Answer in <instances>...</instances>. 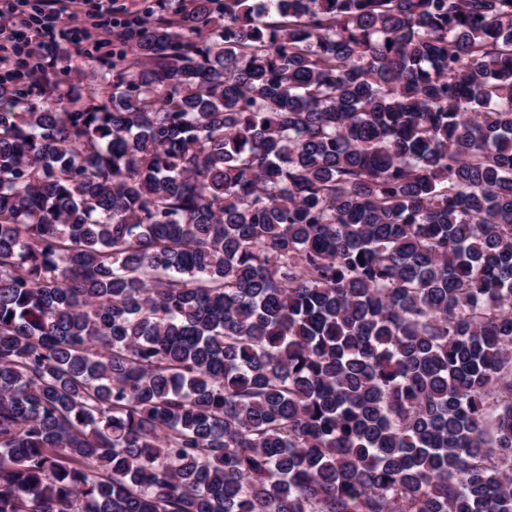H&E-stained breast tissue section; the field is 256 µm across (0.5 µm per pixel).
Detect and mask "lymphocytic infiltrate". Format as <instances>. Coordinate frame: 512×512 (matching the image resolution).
Masks as SVG:
<instances>
[{"label": "lymphocytic infiltrate", "instance_id": "f902f5d3", "mask_svg": "<svg viewBox=\"0 0 512 512\" xmlns=\"http://www.w3.org/2000/svg\"><path fill=\"white\" fill-rule=\"evenodd\" d=\"M76 0H0V82L37 83L40 61L64 43H77L99 32L128 38L127 21H114L112 0H86L85 13L73 11Z\"/></svg>", "mask_w": 512, "mask_h": 512}]
</instances>
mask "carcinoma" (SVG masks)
<instances>
[{
	"instance_id": "carcinoma-1",
	"label": "carcinoma",
	"mask_w": 512,
	"mask_h": 512,
	"mask_svg": "<svg viewBox=\"0 0 512 512\" xmlns=\"http://www.w3.org/2000/svg\"><path fill=\"white\" fill-rule=\"evenodd\" d=\"M0 84V512H512V0H185ZM102 49H96L93 41H88L81 46L66 45L65 56L63 58L59 52L56 66L54 68L53 78L59 83L60 89L66 91L71 84H80L81 86L96 84V73L99 72V62L96 57L102 55ZM73 59L78 70H70L67 67L68 60Z\"/></svg>"
}]
</instances>
